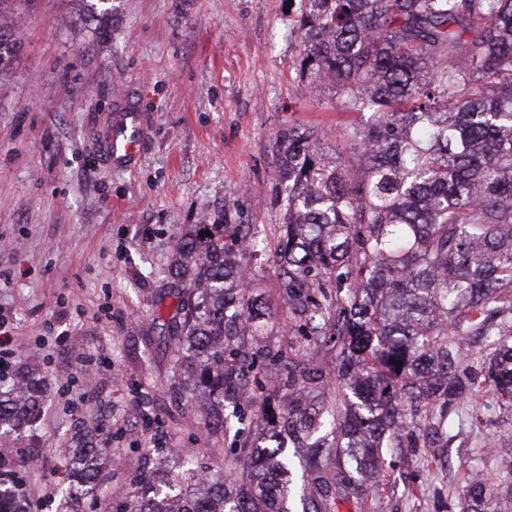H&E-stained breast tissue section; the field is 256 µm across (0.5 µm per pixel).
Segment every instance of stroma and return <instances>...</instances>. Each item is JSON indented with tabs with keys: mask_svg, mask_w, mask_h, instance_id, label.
<instances>
[{
	"mask_svg": "<svg viewBox=\"0 0 512 512\" xmlns=\"http://www.w3.org/2000/svg\"><path fill=\"white\" fill-rule=\"evenodd\" d=\"M301 0H114L108 41L82 0H24L22 41L0 74V321L15 366L50 379L39 421L0 436V479L22 477L31 512H59L66 454L92 434L123 457L101 472L113 504L143 491L151 441L203 450L222 468L227 436H205L198 412L170 391L165 283L176 239L191 224L281 223L272 203L276 135L359 121L331 87L299 70ZM146 119L140 157L109 168L101 138L116 101ZM503 417L445 448H393L376 512H436L464 492L474 451ZM450 459L436 493L423 458Z\"/></svg>",
	"mask_w": 512,
	"mask_h": 512,
	"instance_id": "35a3bbf8",
	"label": "stroma"
}]
</instances>
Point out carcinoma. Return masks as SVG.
<instances>
[{"mask_svg": "<svg viewBox=\"0 0 512 512\" xmlns=\"http://www.w3.org/2000/svg\"><path fill=\"white\" fill-rule=\"evenodd\" d=\"M85 2L92 41H107L112 0ZM14 4L0 0V72L22 40ZM298 31L300 69L361 120L333 160L317 129L278 132L270 235L200 224L179 237L172 392L206 435L238 427L224 470L176 453L123 512H371L390 444L450 442L481 422L451 417L475 391L491 395L483 413L512 412V0H305ZM271 254L289 336L273 387L258 379L271 309L249 273ZM315 352L332 368L308 363ZM45 385L32 371L0 389L1 431L39 418ZM284 437L313 449L297 480ZM106 453L73 449L69 512L88 497L112 512ZM511 478L477 465L448 512H502L495 481ZM0 512L27 504L0 488Z\"/></svg>", "mask_w": 512, "mask_h": 512, "instance_id": "carcinoma-1", "label": "carcinoma"}]
</instances>
